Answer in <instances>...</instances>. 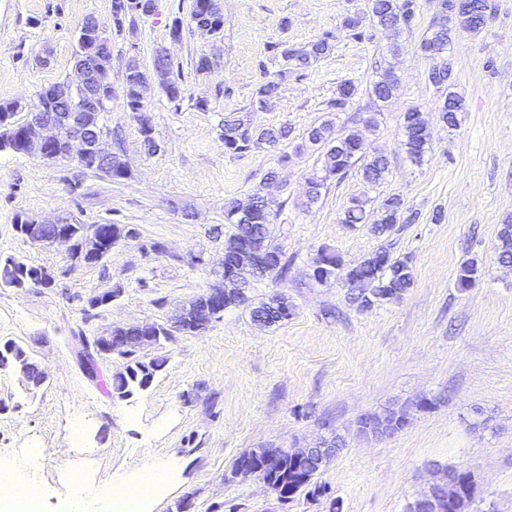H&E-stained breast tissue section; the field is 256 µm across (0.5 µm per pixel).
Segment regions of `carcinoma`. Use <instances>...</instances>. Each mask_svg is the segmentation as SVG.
<instances>
[{
    "label": "carcinoma",
    "instance_id": "obj_1",
    "mask_svg": "<svg viewBox=\"0 0 512 512\" xmlns=\"http://www.w3.org/2000/svg\"><path fill=\"white\" fill-rule=\"evenodd\" d=\"M441 10L439 18L432 24L431 35L421 43V49L437 57L448 49L449 32L451 25H461L475 33H480L486 25L485 15L492 11L489 0H469V8H456V0H440ZM370 12L377 24L387 30L400 32L413 28L417 17V0H370ZM203 14L208 15L210 25L214 32L224 27V17L219 4L214 0H194L191 18ZM344 26L350 31L352 38L362 40L365 38L363 18L357 14L344 17ZM267 51L282 57L290 69L300 72L309 66L310 61L331 51L330 36L324 35L311 43L305 49H295L282 42H272L267 45ZM153 64L163 68L161 88L167 98L172 102L182 99L184 89L179 76L175 75L171 61L153 54ZM286 72L282 71L277 77L262 84L252 102V108L262 110L268 100L279 91L281 80ZM429 82L437 87H450L452 73L448 72V64L437 63L428 73ZM397 81L393 72L384 70L373 82L372 93L381 100L387 101L395 96ZM140 89L134 80L125 84L124 105L126 110L132 112L139 109ZM356 95V87L351 83L338 86L336 98L331 106L336 111L343 112ZM462 110V99L450 92L443 100L440 111L446 123L455 122V113ZM401 130L404 137V146L409 159L419 165L429 143L427 126L420 117V113L411 110L403 114ZM288 127L267 128L257 130L242 117H227L224 119V152L230 154H245L266 145L276 146L280 141L288 138ZM307 140L309 144L323 151V162L320 174L310 178L307 183L308 203H315L322 195V190L329 181L341 179L356 165H361L363 179L371 184H378L384 180L388 173V161L383 156L366 158L364 140L356 130L347 129L338 135H333V127L325 123L312 128ZM367 201L358 198L352 199L351 205L345 210L342 223L363 224L367 219ZM281 205L276 201H266L264 196L255 194L242 208L236 203L224 207V221L234 226V232L224 239V253L237 256L246 252L251 256L266 254L270 261L260 265L252 271V282L249 288L266 279L285 280L288 277V261L283 259V253L272 243L271 225L276 223L277 214ZM415 216L404 215V204L400 197L393 195L379 205L377 219L372 222L371 232L377 237L388 238L399 231L397 225L411 224ZM500 251L498 261L502 265H512V224L500 225L498 231ZM24 265V262L12 257L0 260V286L14 287V270ZM311 280L324 284L336 277L348 286V299L361 309H369L376 304L396 300L413 286L414 276L412 267L406 260L396 259L390 252L381 247L371 256L357 264L347 265L333 252L321 250L312 262ZM292 315V307L288 298L276 293L260 302L251 309L253 320H262L273 326L288 320ZM208 317L205 312V295L201 294L189 301L181 308V316L175 330L181 333H191L197 327L206 324ZM146 326L156 327L160 339L166 341L172 336V330L166 326L150 321L112 327L114 336H136ZM108 354H117L127 359L123 372L117 374L112 382V394L119 398L130 397L148 388L153 382L157 372L165 364L163 359L144 361L136 357L134 345L126 348L112 350L104 349ZM0 368H11L23 372L22 378L31 390L43 386L49 379L46 368L34 361L27 351L16 342L7 339L0 340ZM407 421L403 410L387 409L381 414H370L367 418L359 420V431L365 435H375L380 428L391 431L397 429ZM253 457L267 464L266 477L274 483H281L288 494V498L301 489L311 485L316 470L308 468L305 479H298L294 472L292 462L288 458V451L282 448H253Z\"/></svg>",
    "mask_w": 512,
    "mask_h": 512
}]
</instances>
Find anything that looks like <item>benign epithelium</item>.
<instances>
[{"mask_svg":"<svg viewBox=\"0 0 512 512\" xmlns=\"http://www.w3.org/2000/svg\"><path fill=\"white\" fill-rule=\"evenodd\" d=\"M111 37L112 31L97 21L81 27L73 77L44 90L47 105L40 107V111L50 112L52 116L37 118L33 116L35 108L16 102L15 110L24 113V118L18 120L24 154L37 155L47 161L73 158L92 173H112V135L101 120L112 107ZM50 225L55 226V235L47 240L43 230ZM14 229L32 245H65L68 252L89 258L102 251L96 227L85 226L77 230L64 218H20ZM293 454L301 464L314 456L320 466L332 451L317 447L297 448ZM463 479V473H442L421 497L410 504L411 512H450L458 501Z\"/></svg>","mask_w":512,"mask_h":512,"instance_id":"obj_1","label":"benign epithelium"}]
</instances>
